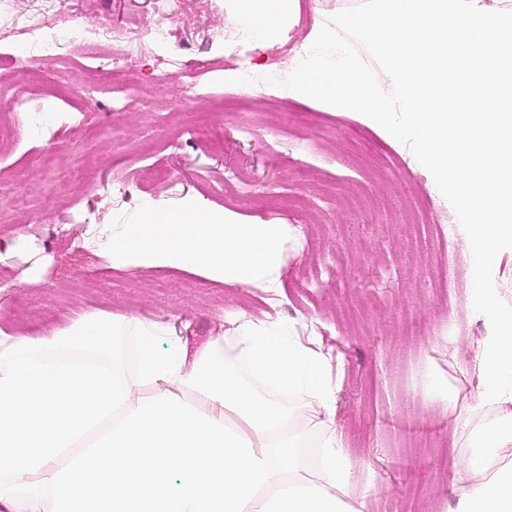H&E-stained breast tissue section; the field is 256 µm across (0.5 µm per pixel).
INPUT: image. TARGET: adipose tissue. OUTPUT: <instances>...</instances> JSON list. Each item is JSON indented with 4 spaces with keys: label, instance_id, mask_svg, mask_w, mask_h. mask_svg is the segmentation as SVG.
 Segmentation results:
<instances>
[{
    "label": "adipose tissue",
    "instance_id": "1",
    "mask_svg": "<svg viewBox=\"0 0 512 512\" xmlns=\"http://www.w3.org/2000/svg\"><path fill=\"white\" fill-rule=\"evenodd\" d=\"M294 7L231 15L271 37ZM165 335L100 311L42 340L0 328L5 512H366L319 348L255 320L193 353Z\"/></svg>",
    "mask_w": 512,
    "mask_h": 512
}]
</instances>
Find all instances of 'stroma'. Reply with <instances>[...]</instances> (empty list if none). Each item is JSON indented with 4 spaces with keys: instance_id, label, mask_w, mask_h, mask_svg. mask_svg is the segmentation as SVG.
Here are the masks:
<instances>
[{
    "instance_id": "35a3bbf8",
    "label": "stroma",
    "mask_w": 512,
    "mask_h": 512,
    "mask_svg": "<svg viewBox=\"0 0 512 512\" xmlns=\"http://www.w3.org/2000/svg\"><path fill=\"white\" fill-rule=\"evenodd\" d=\"M79 29L160 22L167 44L144 45L119 59L108 52L46 45L25 84L29 118L45 117L54 142L24 138L0 148V325L33 339L67 329L84 313L134 314L169 327L172 340L195 350L231 337L238 320L270 319L318 342L338 383L334 422L353 461L356 492L367 512H452L464 486L461 429L444 403L425 393L436 370L460 400L479 392V346L488 326L471 306L473 272L462 266L448 294L430 274L444 259L436 240L399 233L395 213L411 199L454 209L408 147L390 142L353 112L272 90L279 134L268 130L267 100L241 98L223 83L224 41L233 33L225 9L200 0H58ZM211 60L212 71L200 63ZM204 93L188 97L186 76ZM298 136L308 151L281 149ZM51 172L35 174L44 148ZM162 163L175 182L141 178ZM386 204L378 223L349 215L345 191ZM195 196L244 222L296 224L318 230L287 244L273 287L218 284L193 272L116 269L98 255L115 217L140 204L164 206ZM97 222H72L77 208ZM338 262L339 282L320 278ZM457 318L441 334L437 321Z\"/></svg>"
}]
</instances>
